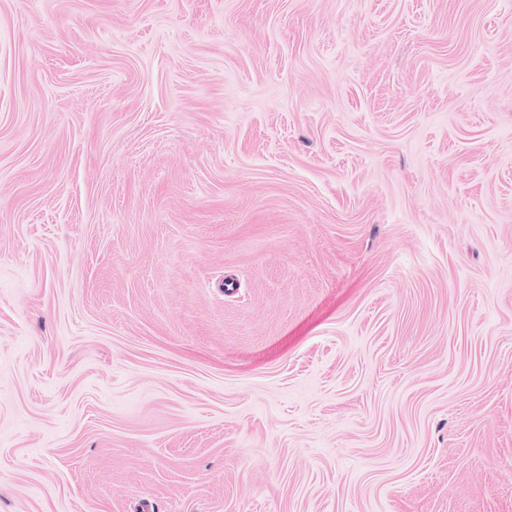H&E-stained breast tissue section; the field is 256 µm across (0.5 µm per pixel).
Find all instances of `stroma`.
<instances>
[{
    "instance_id": "obj_1",
    "label": "stroma",
    "mask_w": 512,
    "mask_h": 512,
    "mask_svg": "<svg viewBox=\"0 0 512 512\" xmlns=\"http://www.w3.org/2000/svg\"><path fill=\"white\" fill-rule=\"evenodd\" d=\"M512 512V0H0V512Z\"/></svg>"
}]
</instances>
